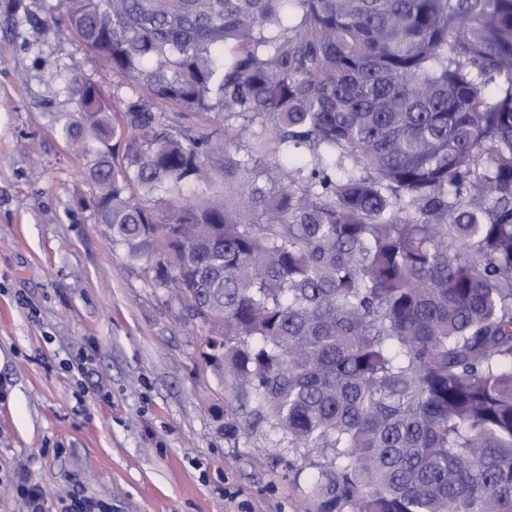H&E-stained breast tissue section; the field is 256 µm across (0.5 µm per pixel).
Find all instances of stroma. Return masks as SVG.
<instances>
[{"label":"stroma","instance_id":"obj_1","mask_svg":"<svg viewBox=\"0 0 512 512\" xmlns=\"http://www.w3.org/2000/svg\"><path fill=\"white\" fill-rule=\"evenodd\" d=\"M41 60L113 90L75 35L38 40L0 15V512H27L23 475L45 512L78 497L101 512H297L309 478L207 363L205 327L80 208L86 160L55 130L75 104Z\"/></svg>","mask_w":512,"mask_h":512}]
</instances>
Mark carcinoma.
I'll list each match as a JSON object with an SVG mask.
<instances>
[{"instance_id": "1", "label": "carcinoma", "mask_w": 512, "mask_h": 512, "mask_svg": "<svg viewBox=\"0 0 512 512\" xmlns=\"http://www.w3.org/2000/svg\"><path fill=\"white\" fill-rule=\"evenodd\" d=\"M0 7L125 78L40 64L82 206L207 327L316 512H512V0Z\"/></svg>"}]
</instances>
